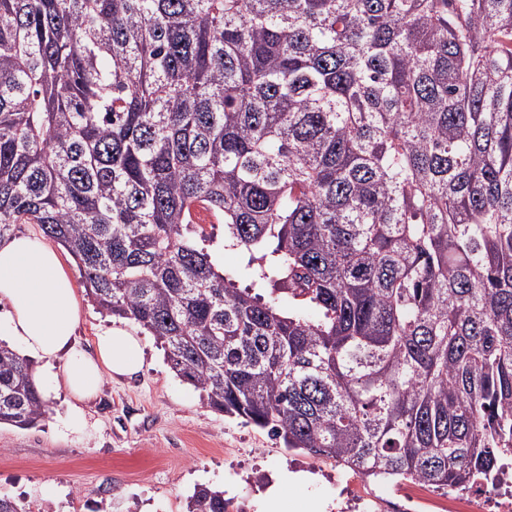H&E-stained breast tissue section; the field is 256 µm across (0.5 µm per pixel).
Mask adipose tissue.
Segmentation results:
<instances>
[{
	"label": "adipose tissue",
	"mask_w": 512,
	"mask_h": 512,
	"mask_svg": "<svg viewBox=\"0 0 512 512\" xmlns=\"http://www.w3.org/2000/svg\"><path fill=\"white\" fill-rule=\"evenodd\" d=\"M82 310L73 280L45 240L19 235L0 242V336L38 363L48 392H68L64 424L70 429L83 426V404L106 377L137 374L144 362L140 336L122 322L101 329L93 351L78 347Z\"/></svg>",
	"instance_id": "1"
}]
</instances>
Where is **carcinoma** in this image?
Here are the masks:
<instances>
[{
	"mask_svg": "<svg viewBox=\"0 0 512 512\" xmlns=\"http://www.w3.org/2000/svg\"><path fill=\"white\" fill-rule=\"evenodd\" d=\"M16 224L288 449L437 490L512 456V0H0ZM48 413L0 343V424ZM201 225L206 233L212 237V240L205 242L204 246L215 258V264L221 268L219 270H223V268L226 270L240 269L244 265L246 257L243 253L235 250H223L224 224H218L214 218L208 217L206 223Z\"/></svg>",
	"mask_w": 512,
	"mask_h": 512,
	"instance_id": "obj_1",
	"label": "carcinoma"
}]
</instances>
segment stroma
Wrapping results in <instances>:
<instances>
[{"label": "stroma", "instance_id": "1", "mask_svg": "<svg viewBox=\"0 0 512 512\" xmlns=\"http://www.w3.org/2000/svg\"><path fill=\"white\" fill-rule=\"evenodd\" d=\"M143 343L142 371L105 381L85 404V429L62 433L63 390L47 396L50 413L38 426L0 425V496L26 512H185L203 484L255 512L264 479L287 469L313 480L289 489L286 512H305L314 496L339 512L363 486L336 461L215 413L173 373L153 336Z\"/></svg>", "mask_w": 512, "mask_h": 512}]
</instances>
